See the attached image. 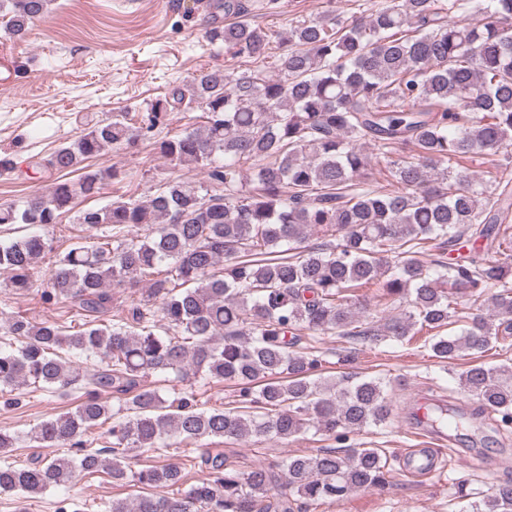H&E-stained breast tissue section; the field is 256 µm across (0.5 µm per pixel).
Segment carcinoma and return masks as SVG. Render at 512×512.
Masks as SVG:
<instances>
[{"instance_id":"1","label":"carcinoma","mask_w":512,"mask_h":512,"mask_svg":"<svg viewBox=\"0 0 512 512\" xmlns=\"http://www.w3.org/2000/svg\"><path fill=\"white\" fill-rule=\"evenodd\" d=\"M52 2L0 0L9 36L24 40ZM214 7L226 20L206 38L242 69L170 88L138 124L119 114L88 125L39 162L78 178L0 205V226L53 228L75 200L119 177L111 164L84 162L150 133L161 157L204 173L200 181L161 177L144 200L117 195L73 211L88 235L57 255L40 300L66 303L82 320L78 330L23 316L0 321L8 338L1 392L34 385L81 393L74 408L26 433L66 453L0 465V492L33 497L105 466L93 444L110 422L112 481L142 493L112 499L108 512H310L385 485L386 454L354 442L241 472L208 453L200 457L207 477L169 494L182 467L135 469L129 453L168 448L172 437L286 446L312 430L346 442L389 423V382L323 377L318 351L301 347L303 332L378 342L426 329L442 363L512 334V239L501 229L512 223V166L480 182L461 167L512 145V0H371L348 17L296 19L277 31L243 18L241 0ZM474 16L481 23L466 22ZM194 108L204 124L162 134L169 113ZM374 154L388 160L385 185L369 176ZM314 234L320 243L307 245ZM465 236L500 258L448 262ZM52 251L46 234L0 242L5 286L29 291ZM372 286L397 311L383 323L358 307L359 290ZM118 291L134 299L120 305ZM464 301L488 305L495 318L470 312L464 327L448 331ZM75 356L98 360L97 368L80 370ZM153 375L231 382L235 406L204 408L194 390L147 384ZM459 381L512 422V364L467 362ZM469 422L457 408L428 406L436 433ZM279 483L289 494L274 492ZM470 512H512V480Z\"/></svg>"}]
</instances>
